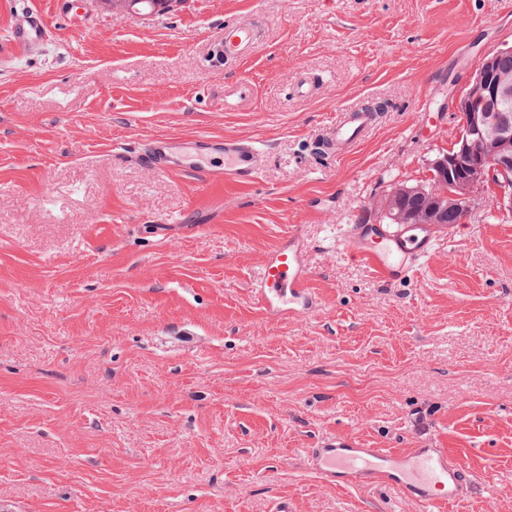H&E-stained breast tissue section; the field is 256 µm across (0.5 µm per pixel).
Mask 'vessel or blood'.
I'll return each mask as SVG.
<instances>
[{
    "mask_svg": "<svg viewBox=\"0 0 512 512\" xmlns=\"http://www.w3.org/2000/svg\"><path fill=\"white\" fill-rule=\"evenodd\" d=\"M47 27L42 17L28 18L14 35L15 42L43 41ZM255 29L244 22L224 26L220 53L228 60L254 50ZM377 113L368 106L345 109L321 151L341 158L349 154L375 128ZM136 162L154 173L192 172L206 191L230 181L242 186L256 182L264 158L256 138H228L200 134L190 139L156 136L138 144ZM454 224L424 230L411 224H347L336 238L339 252L360 260L390 285L406 282L428 259L438 239H453ZM308 243L301 227L291 228L263 261L252 292L265 313L273 318H299L315 311L319 300L309 286ZM308 471L336 488L382 487L394 490L415 512H452L471 487L468 470L446 449L417 446L402 451L360 448L350 439L329 438L307 449Z\"/></svg>",
    "mask_w": 512,
    "mask_h": 512,
    "instance_id": "vessel-or-blood-1",
    "label": "vessel or blood"
}]
</instances>
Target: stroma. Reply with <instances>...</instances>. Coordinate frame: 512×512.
Instances as JSON below:
<instances>
[{
	"label": "stroma",
	"instance_id": "35a3bbf8",
	"mask_svg": "<svg viewBox=\"0 0 512 512\" xmlns=\"http://www.w3.org/2000/svg\"><path fill=\"white\" fill-rule=\"evenodd\" d=\"M34 12L46 39L0 57V512H412L307 472L333 436L448 449L459 512H512V215L482 199L397 288L332 245L429 180L512 0H85L76 24L0 0V42ZM228 21L260 46L226 63ZM361 101L383 106L369 137L315 153ZM200 133L262 138L257 182L203 195L117 152ZM295 225L320 306L277 320L252 285Z\"/></svg>",
	"mask_w": 512,
	"mask_h": 512
}]
</instances>
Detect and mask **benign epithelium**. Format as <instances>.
<instances>
[{
	"mask_svg": "<svg viewBox=\"0 0 512 512\" xmlns=\"http://www.w3.org/2000/svg\"><path fill=\"white\" fill-rule=\"evenodd\" d=\"M498 50L487 52L466 93L455 100L465 113L454 147L432 163V170L448 177L443 200L460 209L488 197L502 209H512V139L497 135L486 112L472 110L478 99L507 98L512 90L493 81Z\"/></svg>",
	"mask_w": 512,
	"mask_h": 512,
	"instance_id": "1",
	"label": "benign epithelium"
}]
</instances>
